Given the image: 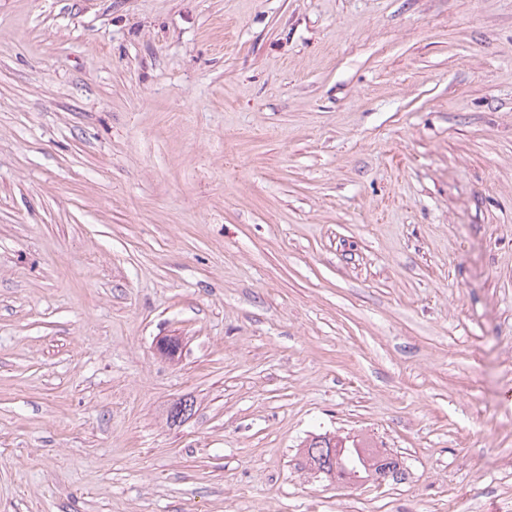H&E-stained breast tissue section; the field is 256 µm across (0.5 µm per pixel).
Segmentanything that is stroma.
Masks as SVG:
<instances>
[{
	"label": "stroma",
	"instance_id": "obj_1",
	"mask_svg": "<svg viewBox=\"0 0 512 512\" xmlns=\"http://www.w3.org/2000/svg\"><path fill=\"white\" fill-rule=\"evenodd\" d=\"M0 512H512V0H0ZM333 441L334 446L332 448H347L344 453L341 451V453L338 455V458H340L343 454L342 459L345 461L346 469L349 471V473L358 475V479L349 480V483L353 485L360 484L362 482L360 480L361 478L367 479L371 477L373 473L379 471V469L375 470L374 472L368 471L367 466L362 461L358 448L366 451L365 448L369 447L363 439L357 438L355 436H353L351 440H349L347 436L330 437L327 434H319L315 436L308 444V446H306L307 449L305 452V457L307 463L314 467V469L318 467L319 469L331 470L333 462L330 456V445ZM385 476H390L388 470H380L378 475H376L375 480H377L379 484H384Z\"/></svg>",
	"mask_w": 512,
	"mask_h": 512
}]
</instances>
